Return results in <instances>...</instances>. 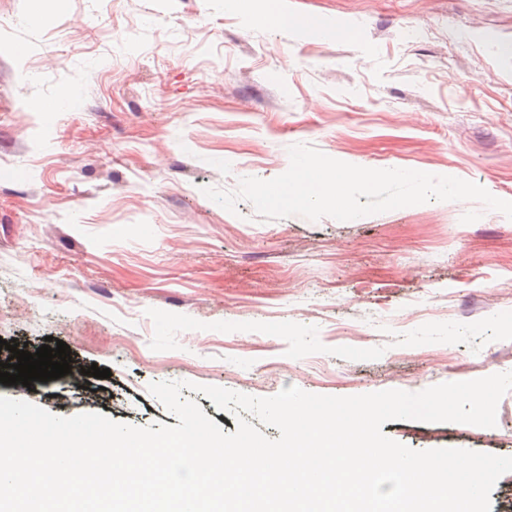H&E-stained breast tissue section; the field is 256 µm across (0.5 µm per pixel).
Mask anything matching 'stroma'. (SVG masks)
Segmentation results:
<instances>
[{
	"instance_id": "obj_1",
	"label": "stroma",
	"mask_w": 512,
	"mask_h": 512,
	"mask_svg": "<svg viewBox=\"0 0 512 512\" xmlns=\"http://www.w3.org/2000/svg\"><path fill=\"white\" fill-rule=\"evenodd\" d=\"M0 0V339L111 375L0 384L53 414L174 426L147 386L349 396L512 371V219L430 201L350 221L228 212L308 144L512 201V0ZM316 17L345 39L305 33ZM512 456L497 425L389 421Z\"/></svg>"
}]
</instances>
